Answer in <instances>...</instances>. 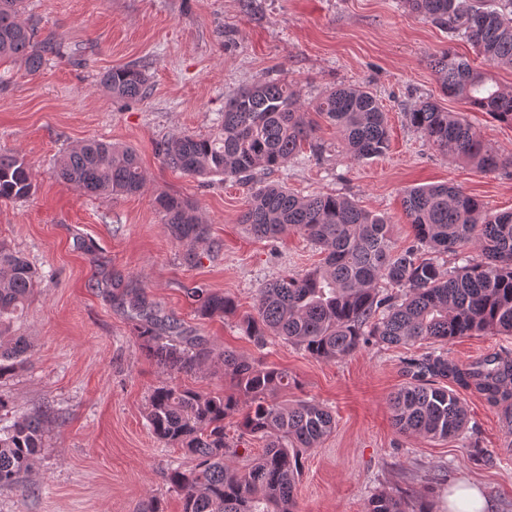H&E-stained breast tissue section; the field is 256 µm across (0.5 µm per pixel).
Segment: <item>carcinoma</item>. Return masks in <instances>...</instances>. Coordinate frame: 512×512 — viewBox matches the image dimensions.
I'll use <instances>...</instances> for the list:
<instances>
[{
	"mask_svg": "<svg viewBox=\"0 0 512 512\" xmlns=\"http://www.w3.org/2000/svg\"><path fill=\"white\" fill-rule=\"evenodd\" d=\"M409 11L474 47L490 65L512 67V0H401ZM27 0H0V60L11 58L35 73L57 51L51 40H37V28L23 20ZM443 95L512 124V88L501 87L473 68L455 50L430 57ZM102 83L112 96L146 97L148 77L136 65L108 70ZM342 132L356 159L384 154L389 132L382 103L361 85L333 89L313 102L284 79L245 87L224 103L220 130L209 137L184 135L160 144L163 162L190 176H219L247 183L256 169H279L309 148L318 159L326 151L315 139L310 113ZM410 125L431 146L492 173L507 161L486 145L473 127L454 112L422 100L406 113ZM57 177L91 194L131 195L142 191L146 177L136 149L89 139L66 152ZM33 192L29 168L16 154L0 153V199L23 200ZM155 206L168 231L181 241L207 235L189 200L169 194ZM403 208L413 242L398 249L390 225L350 199L335 194L297 196L281 184L255 189L240 223L260 238L286 229L304 235L325 253L324 265L300 276L284 275L258 289L255 314L243 319L245 335L262 348L272 336L301 346L312 357L332 361L356 352L370 341L400 345L426 341L443 345L481 332L512 336V212L486 216L475 197L448 184L414 186L404 191ZM474 246L481 260L467 257L463 266L444 268L434 254H458ZM39 274L17 252L0 244V327L24 310L38 286ZM203 317L236 314L227 295L195 291ZM140 321L136 339L159 367L195 372L216 361L234 389L206 393L169 382L150 398L147 422L153 435L184 451L192 462L174 469L168 480L181 496L182 512H296L295 489L300 452L315 448L336 427L328 409L304 400L288 402L279 394L295 380L288 371L263 365L233 351L214 355L201 341L164 335L142 291L126 294ZM31 343L23 336L0 341V381L23 370ZM412 381L390 399L395 425L402 433L430 439L460 435L467 413L446 380L473 387L493 406L512 400V361L490 356L460 367L430 353L415 364ZM250 405L240 411V398ZM241 413V435L265 441L262 454L238 467L230 462L224 420ZM51 408L20 414L0 426V489L19 486L41 449ZM366 512H409V503L379 493Z\"/></svg>",
	"mask_w": 512,
	"mask_h": 512,
	"instance_id": "obj_1",
	"label": "carcinoma"
}]
</instances>
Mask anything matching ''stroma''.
<instances>
[{"mask_svg":"<svg viewBox=\"0 0 512 512\" xmlns=\"http://www.w3.org/2000/svg\"><path fill=\"white\" fill-rule=\"evenodd\" d=\"M40 37L57 52L37 73L0 62V150L23 156L34 192L0 200V241L24 255L42 280L9 335L32 343L27 367L0 386L10 414L48 407L45 446L19 489L0 490V512H182L166 473L189 467L182 449L151 434L152 390L172 382L221 393L222 369L173 374L155 365L135 337L123 302L144 291L158 320L175 323L214 351L227 349L287 369L298 384L291 400L329 408L336 428L303 450L298 512H365L380 492L445 512L449 490L478 486L492 512H512V452H504L499 408L472 389H458L468 410L464 434L429 440L401 433L388 399L405 386L421 344L369 343L335 361L318 360L278 339L256 347L238 316L198 315L192 289L233 297L252 312L257 288L281 275L305 273L322 256L289 230L257 239L239 219L249 186L221 177L187 176L163 164L157 142L219 127L224 102L240 89L283 78L311 100L343 85H364L387 113L389 149L356 160L341 133L321 123L322 159L300 153L287 167L259 170L258 184L280 183L296 194H336L384 217L396 247L413 235L403 212L404 189L448 183L479 199L486 214L512 211V167L485 173L429 145L406 112L423 99L462 113L482 140L512 157V125L444 96L428 59L452 48L443 29L404 9L400 0H27ZM135 64L149 76L141 101L112 97L104 72ZM100 138L137 149L146 184L135 195H101L61 183L57 155ZM192 201L208 227L190 243L173 238L154 207L158 194ZM449 361L469 365L493 354L512 359V336L482 333L450 341ZM483 449L477 458L475 449Z\"/></svg>","mask_w":512,"mask_h":512,"instance_id":"1","label":"stroma"}]
</instances>
